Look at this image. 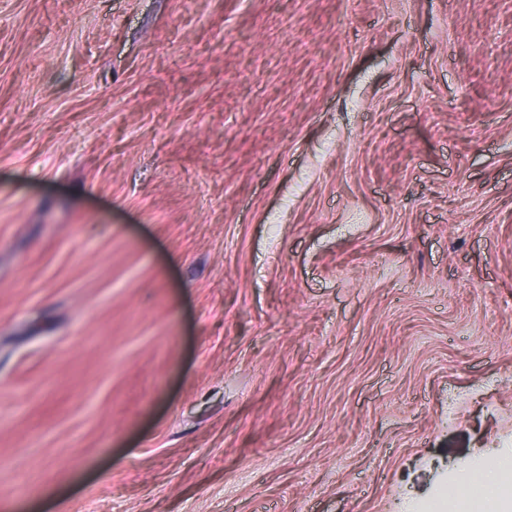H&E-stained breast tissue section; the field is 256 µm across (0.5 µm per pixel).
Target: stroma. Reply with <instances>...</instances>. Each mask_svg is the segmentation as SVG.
<instances>
[{
	"label": "stroma",
	"mask_w": 512,
	"mask_h": 512,
	"mask_svg": "<svg viewBox=\"0 0 512 512\" xmlns=\"http://www.w3.org/2000/svg\"><path fill=\"white\" fill-rule=\"evenodd\" d=\"M512 463V0H0V512H438Z\"/></svg>",
	"instance_id": "obj_1"
}]
</instances>
